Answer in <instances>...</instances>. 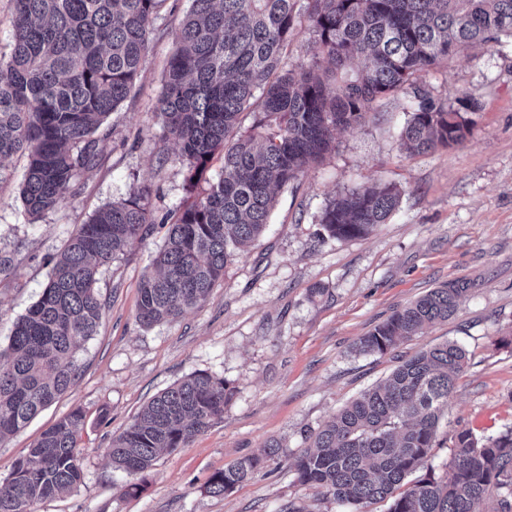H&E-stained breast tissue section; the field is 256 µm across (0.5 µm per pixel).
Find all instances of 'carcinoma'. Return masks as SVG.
Here are the masks:
<instances>
[{
	"instance_id": "1",
	"label": "carcinoma",
	"mask_w": 512,
	"mask_h": 512,
	"mask_svg": "<svg viewBox=\"0 0 512 512\" xmlns=\"http://www.w3.org/2000/svg\"><path fill=\"white\" fill-rule=\"evenodd\" d=\"M164 0H14L9 56L0 58V160L29 159L21 186L33 219L59 207L80 174L98 163L93 135L129 96ZM311 58L293 66L287 48L301 18ZM512 38V0H192L177 34L160 116L187 166L188 186L208 188L169 214L156 271L138 287L136 319L169 322L205 300L224 268L264 231L275 192L335 147L336 131L361 124L382 99L412 90L400 133L409 154L447 148L470 134L476 104L436 99L420 73L478 46ZM252 114L242 132L239 117ZM223 167L206 180L215 155ZM391 185L364 183L328 200L319 223L335 240L365 237L400 204ZM154 224L147 191L135 187L81 225L49 259L37 301L0 348V442L20 432L74 383L77 350L102 316L98 276ZM469 284L455 280L394 312L354 346L385 354L446 321ZM468 361L446 341L403 360L382 382L339 409L295 460L297 480L361 512H512V426L483 436L470 428L442 436L448 396ZM224 378L194 372L155 396L112 438L107 454L130 475L163 450L185 447L224 415ZM85 416L74 409L46 429L0 478V512L32 506L83 478L77 442ZM451 444L440 476L411 475L432 449ZM280 444L213 473L205 491L221 496L269 466Z\"/></svg>"
}]
</instances>
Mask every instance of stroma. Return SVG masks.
Listing matches in <instances>:
<instances>
[{"instance_id":"1","label":"stroma","mask_w":512,"mask_h":512,"mask_svg":"<svg viewBox=\"0 0 512 512\" xmlns=\"http://www.w3.org/2000/svg\"><path fill=\"white\" fill-rule=\"evenodd\" d=\"M191 0H164L151 50L126 101L108 117L100 162L84 171L55 210L24 211L26 155L0 161V345L37 300L48 260L99 209L148 186L163 219L189 197L187 168L165 139L156 109L166 64ZM433 97L465 96L478 110L457 145L406 154L399 133L408 98L384 100L381 115L337 131L336 147L282 189L264 233L227 266L207 298L149 328L136 320L138 285L151 271L164 228H155L102 270L105 305L96 334L79 350L75 384L22 431L0 442V476L41 433L73 408L85 414L78 441L84 478L35 512H348L297 482L292 463L309 437L401 356L447 340L468 352L448 398L445 431L487 435L512 424V40L476 47L422 74ZM365 182L397 185L399 210L365 238H328L327 200ZM457 278L472 286L454 315L400 349L359 355L352 346L396 310ZM196 371L229 382L224 415L186 447L162 452L145 473L114 469L107 456L157 393ZM281 443L270 464L231 493L203 486L237 460ZM137 493H128L130 484Z\"/></svg>"}]
</instances>
